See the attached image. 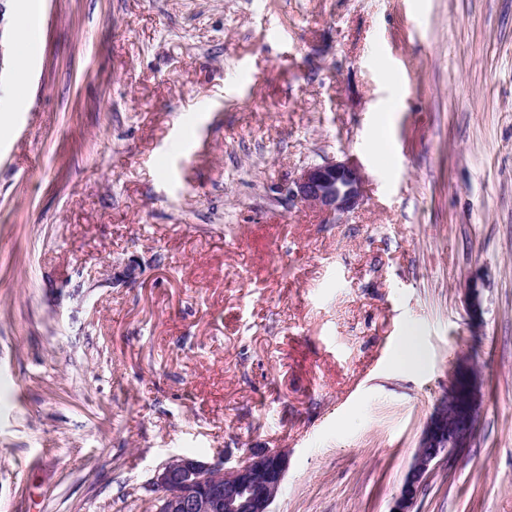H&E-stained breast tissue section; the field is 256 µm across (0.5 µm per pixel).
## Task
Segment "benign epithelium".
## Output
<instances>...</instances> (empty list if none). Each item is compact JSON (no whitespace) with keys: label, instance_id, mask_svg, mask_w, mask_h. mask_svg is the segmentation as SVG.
<instances>
[{"label":"benign epithelium","instance_id":"7a95c632","mask_svg":"<svg viewBox=\"0 0 512 512\" xmlns=\"http://www.w3.org/2000/svg\"><path fill=\"white\" fill-rule=\"evenodd\" d=\"M363 183L357 161L330 159L304 167L281 192L293 203L341 214L361 204ZM476 410L477 375L461 364L425 428L390 512H414L439 459L470 442ZM287 470L284 450H252L233 464L222 457L176 455L155 468L150 486L156 512H273Z\"/></svg>","mask_w":512,"mask_h":512}]
</instances>
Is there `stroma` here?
Segmentation results:
<instances>
[{
    "instance_id": "1",
    "label": "stroma",
    "mask_w": 512,
    "mask_h": 512,
    "mask_svg": "<svg viewBox=\"0 0 512 512\" xmlns=\"http://www.w3.org/2000/svg\"><path fill=\"white\" fill-rule=\"evenodd\" d=\"M4 6L0 512H152L169 457L256 448L274 512H389L469 356L415 509L512 512V0ZM346 158L354 210L281 194ZM394 362L408 371H416L424 366L425 356L414 329L407 330L402 336L395 352ZM458 378L461 385L457 383ZM456 397L463 410L461 418L452 417L448 412V402H454ZM476 410L477 375L461 364L453 372L448 395L437 405L425 428L390 512H415L420 490L439 459L458 448H465L470 442Z\"/></svg>"
}]
</instances>
